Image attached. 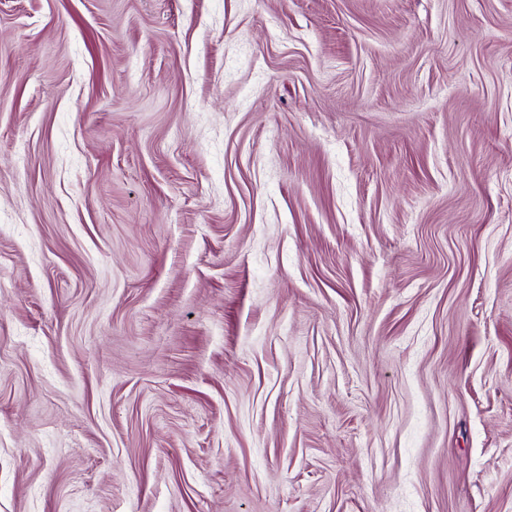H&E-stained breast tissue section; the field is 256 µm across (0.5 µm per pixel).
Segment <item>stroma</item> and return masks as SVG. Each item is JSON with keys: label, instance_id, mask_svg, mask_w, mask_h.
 Here are the masks:
<instances>
[{"label": "stroma", "instance_id": "35a3bbf8", "mask_svg": "<svg viewBox=\"0 0 512 512\" xmlns=\"http://www.w3.org/2000/svg\"><path fill=\"white\" fill-rule=\"evenodd\" d=\"M0 512H512V0H0Z\"/></svg>", "mask_w": 512, "mask_h": 512}]
</instances>
